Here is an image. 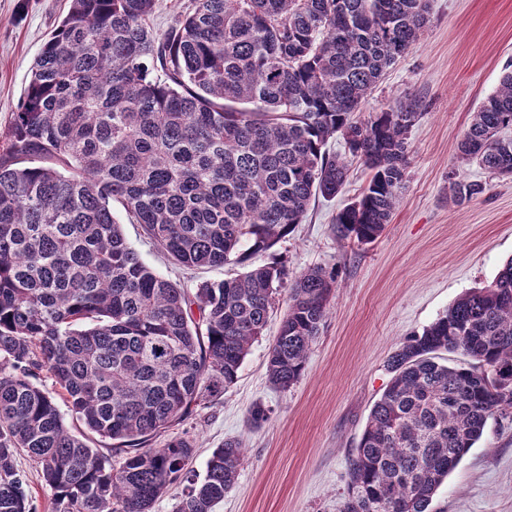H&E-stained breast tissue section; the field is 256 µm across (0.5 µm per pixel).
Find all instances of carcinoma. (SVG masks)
I'll return each mask as SVG.
<instances>
[{"label": "carcinoma", "instance_id": "obj_1", "mask_svg": "<svg viewBox=\"0 0 512 512\" xmlns=\"http://www.w3.org/2000/svg\"><path fill=\"white\" fill-rule=\"evenodd\" d=\"M157 0H70L40 48L21 106L0 130V512H30L20 454L54 492L52 512H215L241 443L189 478L195 441L166 432L237 379L282 292L270 384L301 378L337 287L336 265L272 262L184 288L126 242L112 203L186 267L242 264L336 196L355 160L369 170L336 214L341 240L375 241L407 179L419 112L354 117L415 47L428 0H191L164 35ZM512 69L472 114L466 162L512 177ZM339 138L344 153L327 143ZM459 203L486 191L461 176ZM468 362L450 367L439 352ZM391 374L349 459L343 512H429L448 475L512 409V259L387 360ZM55 391L36 386L41 371ZM116 442L112 457L65 425L60 405ZM262 403L248 422L260 428Z\"/></svg>", "mask_w": 512, "mask_h": 512}]
</instances>
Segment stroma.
I'll use <instances>...</instances> for the list:
<instances>
[{
  "instance_id": "35a3bbf8",
  "label": "stroma",
  "mask_w": 512,
  "mask_h": 512,
  "mask_svg": "<svg viewBox=\"0 0 512 512\" xmlns=\"http://www.w3.org/2000/svg\"><path fill=\"white\" fill-rule=\"evenodd\" d=\"M68 6L69 0H0L1 126L17 110L34 60ZM510 63L512 0H430L419 44L388 69L361 106L368 113L412 101L419 112L409 133L408 180L383 234L361 245L331 232L337 211L367 182V171L356 164L336 197L316 198L292 234L251 257L254 265L283 258L293 273L337 266L338 287L304 373L290 390H274L266 375L268 348L284 313L279 307L236 382L173 427V434L196 442L190 470L198 480L215 448L242 440L238 479L216 512H341L349 454L390 379L388 357L512 258V179L458 158L472 112ZM456 171L486 183L487 191L455 202ZM113 213L131 247L166 279L192 288L238 271L234 265L184 269L128 223L121 205ZM258 402L271 408V418L252 431L247 417ZM430 512H512V416L489 420Z\"/></svg>"
}]
</instances>
